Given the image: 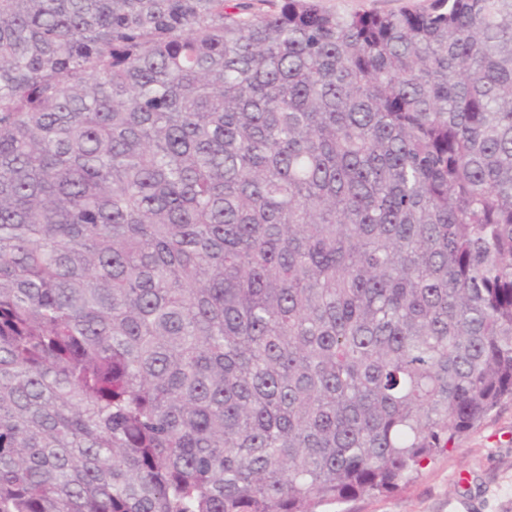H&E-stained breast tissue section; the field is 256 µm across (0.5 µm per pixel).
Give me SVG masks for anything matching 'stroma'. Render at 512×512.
Here are the masks:
<instances>
[{"mask_svg": "<svg viewBox=\"0 0 512 512\" xmlns=\"http://www.w3.org/2000/svg\"><path fill=\"white\" fill-rule=\"evenodd\" d=\"M432 0H320L337 14L397 13L429 8ZM330 512H512V400L504 399L452 450L424 461L393 492L332 505Z\"/></svg>", "mask_w": 512, "mask_h": 512, "instance_id": "obj_1", "label": "stroma"}]
</instances>
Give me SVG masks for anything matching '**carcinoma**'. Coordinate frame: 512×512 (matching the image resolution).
I'll return each instance as SVG.
<instances>
[{
    "label": "carcinoma",
    "mask_w": 512,
    "mask_h": 512,
    "mask_svg": "<svg viewBox=\"0 0 512 512\" xmlns=\"http://www.w3.org/2000/svg\"><path fill=\"white\" fill-rule=\"evenodd\" d=\"M0 0V512H320L512 397V0ZM433 0H320L322 8L337 14L397 13L405 9H427Z\"/></svg>",
    "instance_id": "cac0c4a2"
}]
</instances>
